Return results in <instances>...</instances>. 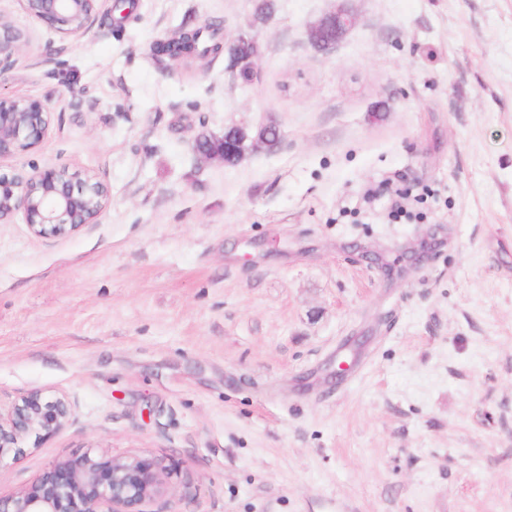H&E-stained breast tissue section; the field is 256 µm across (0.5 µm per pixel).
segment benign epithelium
I'll list each match as a JSON object with an SVG mask.
<instances>
[{
    "instance_id": "obj_1",
    "label": "benign epithelium",
    "mask_w": 512,
    "mask_h": 512,
    "mask_svg": "<svg viewBox=\"0 0 512 512\" xmlns=\"http://www.w3.org/2000/svg\"><path fill=\"white\" fill-rule=\"evenodd\" d=\"M24 11L63 39L80 40L91 30L104 0H20ZM355 23L346 13L332 12L312 26L309 37L320 50L340 41ZM25 34L0 15V60H9L26 45ZM51 112L32 98L0 97V157L36 148L47 136ZM192 152L201 160L239 158L231 140L197 137ZM108 193L94 177L33 162L18 175H0V220L20 211L40 237H65L96 222ZM73 413L63 396L32 391L0 410V464L25 453L23 442L62 431ZM169 467L141 456L106 457L86 451L52 464L16 494L0 496V512H143V505L166 495Z\"/></svg>"
}]
</instances>
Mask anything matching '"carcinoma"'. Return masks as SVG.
Returning <instances> with one entry per match:
<instances>
[{"label": "carcinoma", "instance_id": "cac0c4a2", "mask_svg": "<svg viewBox=\"0 0 512 512\" xmlns=\"http://www.w3.org/2000/svg\"><path fill=\"white\" fill-rule=\"evenodd\" d=\"M224 52V37L219 26L207 24L203 28L176 34L155 43L154 56L163 58L182 57L188 60L187 68L197 69L210 64Z\"/></svg>", "mask_w": 512, "mask_h": 512}]
</instances>
